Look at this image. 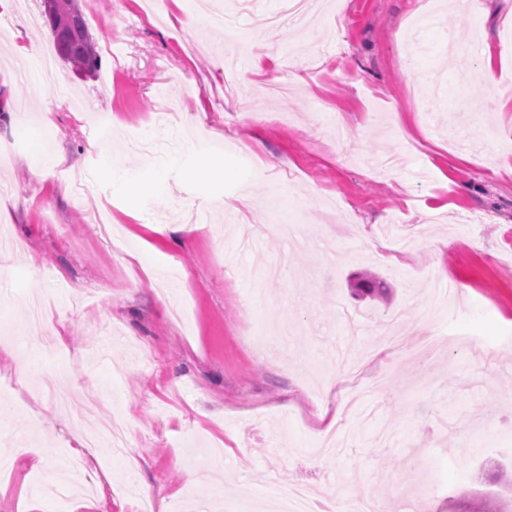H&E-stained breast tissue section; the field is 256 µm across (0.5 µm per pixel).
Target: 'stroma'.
Returning a JSON list of instances; mask_svg holds the SVG:
<instances>
[{"label": "stroma", "instance_id": "obj_1", "mask_svg": "<svg viewBox=\"0 0 512 512\" xmlns=\"http://www.w3.org/2000/svg\"><path fill=\"white\" fill-rule=\"evenodd\" d=\"M212 3L238 45L197 21L196 0L148 17L141 0H79L101 66L82 77L54 58L75 109L53 76L18 75L15 45L54 47L42 0H0V147L13 150L0 228L23 244L0 248L14 353L0 358V445L42 458L0 491V512L32 498L66 512L76 494L97 512H138L144 497L159 512H266L283 478L316 512L362 490L375 512H512V0H325L276 26L281 0ZM452 42L507 86L490 98L487 79H459ZM285 71L288 96L265 99ZM339 121L353 138L337 141ZM47 138L65 163L40 164ZM114 155L143 191L113 190ZM77 171L94 177L80 197ZM268 222L296 225L304 250ZM179 224L196 230L178 240ZM365 272L385 296H353ZM36 298L52 305L41 336ZM398 327L399 347L377 356ZM354 357L368 410L341 449L310 455L316 405ZM33 359L66 371L73 396L65 415L39 397L22 426ZM113 416L128 435L100 455L111 488L41 490L81 453L73 422Z\"/></svg>", "mask_w": 512, "mask_h": 512}]
</instances>
